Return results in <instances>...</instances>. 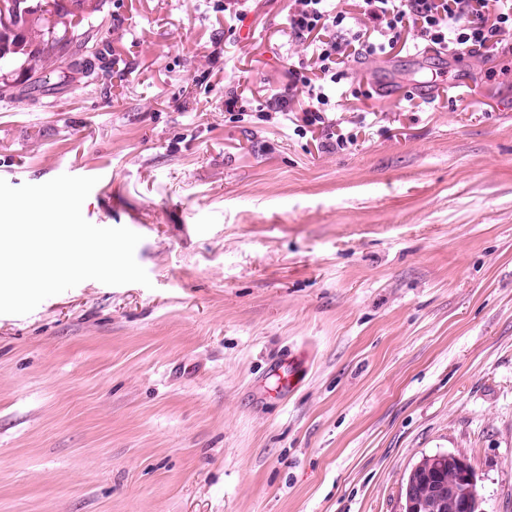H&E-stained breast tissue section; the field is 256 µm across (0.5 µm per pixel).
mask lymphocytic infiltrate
Listing matches in <instances>:
<instances>
[{"label": "lymphocytic infiltrate", "instance_id": "obj_1", "mask_svg": "<svg viewBox=\"0 0 512 512\" xmlns=\"http://www.w3.org/2000/svg\"><path fill=\"white\" fill-rule=\"evenodd\" d=\"M325 0H294L288 16L292 36L300 41L318 40L316 77L292 69L291 83L307 90L309 105L305 111L306 125L324 124L329 98L324 85L340 78V68L348 54L372 56L391 52L404 29L416 30L428 46H448L474 51L504 46V33L512 32V0H359L364 18L374 25L370 37L359 35L339 40L349 16L339 11L329 14Z\"/></svg>", "mask_w": 512, "mask_h": 512}]
</instances>
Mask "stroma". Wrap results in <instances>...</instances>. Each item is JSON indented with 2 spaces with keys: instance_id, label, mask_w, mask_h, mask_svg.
<instances>
[{
  "instance_id": "obj_1",
  "label": "stroma",
  "mask_w": 512,
  "mask_h": 512,
  "mask_svg": "<svg viewBox=\"0 0 512 512\" xmlns=\"http://www.w3.org/2000/svg\"><path fill=\"white\" fill-rule=\"evenodd\" d=\"M92 4L97 79L0 76V179L95 177L152 285L0 315V512H401L439 450L512 512V52L348 60L309 126L292 0ZM294 355H287L277 361H275L267 373L268 378H275L277 382L276 395L285 396L288 392L295 390L301 383L300 376L294 367ZM288 367V372H284V369Z\"/></svg>"
}]
</instances>
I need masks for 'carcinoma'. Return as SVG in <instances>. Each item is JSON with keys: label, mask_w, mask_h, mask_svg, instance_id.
Here are the masks:
<instances>
[{"label": "carcinoma", "mask_w": 512, "mask_h": 512, "mask_svg": "<svg viewBox=\"0 0 512 512\" xmlns=\"http://www.w3.org/2000/svg\"><path fill=\"white\" fill-rule=\"evenodd\" d=\"M70 8L59 18L79 17L78 25L89 23L86 0H69ZM45 0H0V68L15 63L18 55L35 56L29 47L30 30L39 28L43 49H52L63 37H51L41 9ZM461 455L437 451L423 455L408 472L401 488V512H460L456 492L466 486Z\"/></svg>", "instance_id": "1"}]
</instances>
